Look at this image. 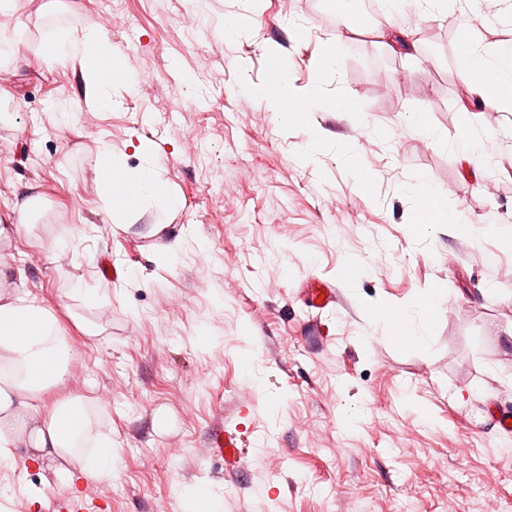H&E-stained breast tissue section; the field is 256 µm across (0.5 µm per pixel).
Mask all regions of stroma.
Masks as SVG:
<instances>
[{"instance_id": "1", "label": "stroma", "mask_w": 512, "mask_h": 512, "mask_svg": "<svg viewBox=\"0 0 512 512\" xmlns=\"http://www.w3.org/2000/svg\"><path fill=\"white\" fill-rule=\"evenodd\" d=\"M15 0L0 13V244L9 297L54 312L75 352L47 402L86 397L118 465L111 512H182L175 490L219 489L220 512H485L512 496V154L469 160L512 112L473 92L463 33L502 51L506 0L388 21L362 0ZM237 28L225 36L224 21ZM71 36L65 62L37 54ZM120 71L92 92L85 42ZM302 114L254 98L273 70ZM112 105L100 108V96ZM154 166L172 204L107 215L95 159ZM47 208L19 223L18 204ZM181 250H174V243ZM121 268L105 278L101 260ZM340 301L303 335L302 287ZM428 330V347L399 337ZM96 329L88 337L84 326ZM238 428L262 469L224 481L206 456ZM175 449L162 462L150 448ZM28 448L0 466V512L85 487Z\"/></svg>"}]
</instances>
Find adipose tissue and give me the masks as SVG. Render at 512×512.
<instances>
[{
  "label": "adipose tissue",
  "instance_id": "ef3b65f1",
  "mask_svg": "<svg viewBox=\"0 0 512 512\" xmlns=\"http://www.w3.org/2000/svg\"><path fill=\"white\" fill-rule=\"evenodd\" d=\"M102 171L99 197L106 212L118 207L114 188L133 182L138 199L164 197L163 186L149 167L126 169L112 155L98 152ZM73 351L60 336L54 313L19 299L0 300V463L12 458L18 444L42 459L77 457L79 473L57 470L66 484L75 477L99 481L111 477L118 458L110 437L93 434L84 397L74 396L45 407L44 397L61 385Z\"/></svg>",
  "mask_w": 512,
  "mask_h": 512
}]
</instances>
